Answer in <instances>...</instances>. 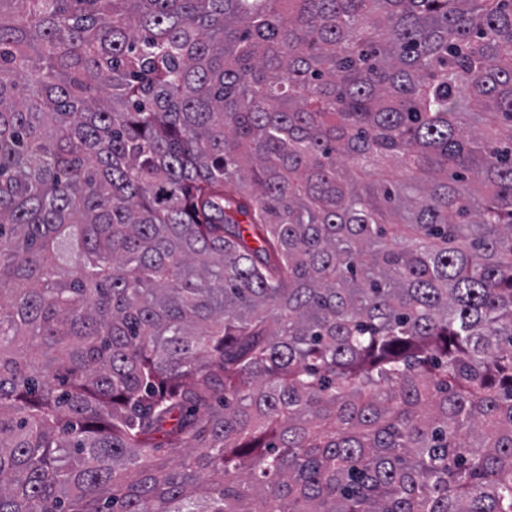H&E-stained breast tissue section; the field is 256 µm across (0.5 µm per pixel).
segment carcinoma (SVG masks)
<instances>
[{
    "label": "carcinoma",
    "instance_id": "obj_1",
    "mask_svg": "<svg viewBox=\"0 0 512 512\" xmlns=\"http://www.w3.org/2000/svg\"><path fill=\"white\" fill-rule=\"evenodd\" d=\"M0 512H512V0H0Z\"/></svg>",
    "mask_w": 512,
    "mask_h": 512
}]
</instances>
